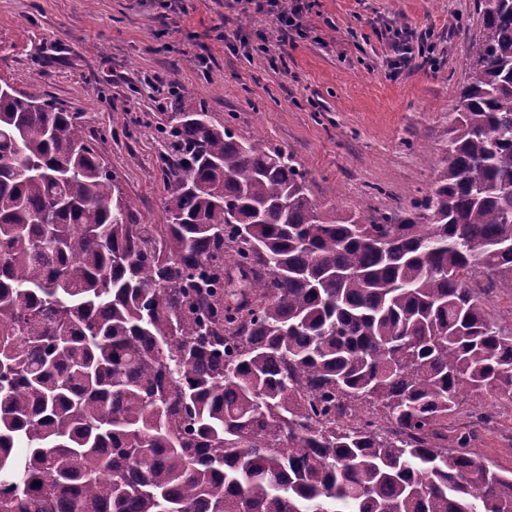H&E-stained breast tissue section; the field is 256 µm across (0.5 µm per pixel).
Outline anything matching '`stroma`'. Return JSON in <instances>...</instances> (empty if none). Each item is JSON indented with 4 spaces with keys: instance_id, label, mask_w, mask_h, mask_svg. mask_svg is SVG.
Segmentation results:
<instances>
[{
    "instance_id": "obj_1",
    "label": "stroma",
    "mask_w": 512,
    "mask_h": 512,
    "mask_svg": "<svg viewBox=\"0 0 512 512\" xmlns=\"http://www.w3.org/2000/svg\"><path fill=\"white\" fill-rule=\"evenodd\" d=\"M309 30L291 35L276 67L234 51L225 34L276 41L271 17L226 0H0V83L81 116L142 224L164 221L155 134L167 110L149 83L179 78L183 107L203 108L241 139L293 155L332 218L410 209L447 164L450 120L470 79L480 28L475 0H300ZM434 46L435 66H397L394 33ZM468 396L448 434L471 430L472 453L512 469V403Z\"/></svg>"
}]
</instances>
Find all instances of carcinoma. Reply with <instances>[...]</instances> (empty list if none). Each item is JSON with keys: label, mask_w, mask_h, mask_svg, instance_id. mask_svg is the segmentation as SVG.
I'll list each match as a JSON object with an SVG mask.
<instances>
[{"label": "carcinoma", "mask_w": 512, "mask_h": 512, "mask_svg": "<svg viewBox=\"0 0 512 512\" xmlns=\"http://www.w3.org/2000/svg\"><path fill=\"white\" fill-rule=\"evenodd\" d=\"M476 3L447 165L378 217L194 109L140 224L77 113L0 86V512H512L448 447L512 402L471 286L512 288V0Z\"/></svg>", "instance_id": "1"}]
</instances>
